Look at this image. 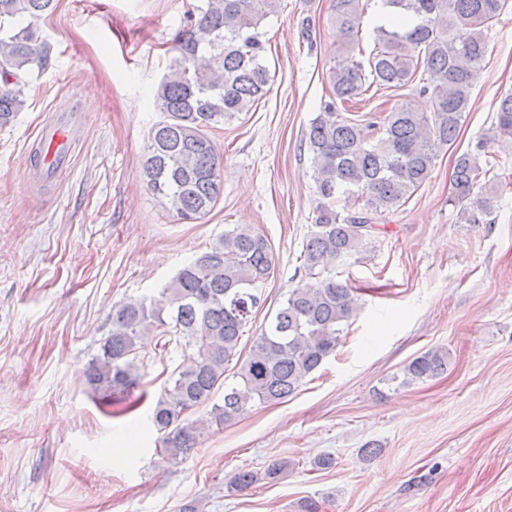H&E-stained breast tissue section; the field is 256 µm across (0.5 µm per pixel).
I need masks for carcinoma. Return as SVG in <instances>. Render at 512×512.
Here are the masks:
<instances>
[{"label": "carcinoma", "mask_w": 512, "mask_h": 512, "mask_svg": "<svg viewBox=\"0 0 512 512\" xmlns=\"http://www.w3.org/2000/svg\"><path fill=\"white\" fill-rule=\"evenodd\" d=\"M57 0H0V126L25 106L26 75L46 64L49 47L36 26ZM191 6L177 33L167 72L153 94L161 114L147 134L143 175L154 194L180 218L200 220L222 191L220 154L208 131L249 112L270 90L261 22L278 0H204ZM509 0H381L392 24L374 28L367 62L359 32L362 0H334V20L349 42L328 71L329 101L310 123L305 144L311 155L317 204L301 251L307 281L288 297L248 351L241 338L264 304L261 285L276 260L268 238L249 225L224 231L210 248L185 265L156 299H129L112 307L111 328L86 369L100 400L138 386L139 350L147 343L166 351L184 344L186 359L167 375L152 423L162 437L159 453L183 462L208 429H219L254 406L292 396L336 353L358 311L356 289L336 280V263L363 250L386 216L407 202L429 178L437 153L459 135L484 60L486 38ZM423 75L420 93L431 111L395 104L382 118L344 116L336 102L357 100L368 88L400 89ZM512 143V93L503 96L488 132L458 154L448 204L464 224H488L508 183L494 171L488 147ZM450 353L431 348L393 376L401 386L425 382L448 370ZM236 371L226 375L229 365ZM224 389L223 404L183 423L184 413ZM285 464L262 473L244 470L231 485L247 489L274 480Z\"/></svg>", "instance_id": "cac0c4a2"}]
</instances>
